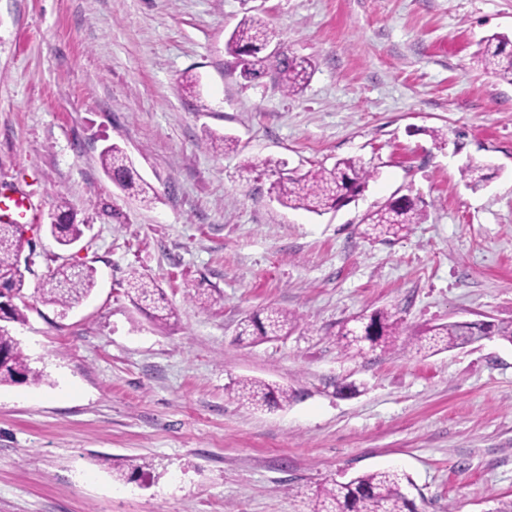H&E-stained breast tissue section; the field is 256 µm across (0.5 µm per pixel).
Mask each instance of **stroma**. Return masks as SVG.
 I'll return each instance as SVG.
<instances>
[{"label": "stroma", "mask_w": 512, "mask_h": 512, "mask_svg": "<svg viewBox=\"0 0 512 512\" xmlns=\"http://www.w3.org/2000/svg\"><path fill=\"white\" fill-rule=\"evenodd\" d=\"M247 15L313 61L302 92L241 77L224 41ZM496 32L512 35V0H0V184L34 204L26 320L10 330L43 375L0 386V512H309L319 484L386 469L411 478L419 512L511 501L512 343L424 356L337 342L378 308L410 333L512 322V84L474 59ZM112 143L153 205L104 174ZM249 157L300 173L356 157L374 177L316 215L248 179ZM394 195L420 200L422 223L366 236L364 214ZM62 204L85 227L68 248L47 230ZM63 263L96 277L65 313L36 295ZM134 270L175 318L135 307ZM267 307L296 328L240 336ZM241 378L293 397L242 407Z\"/></svg>", "instance_id": "stroma-1"}]
</instances>
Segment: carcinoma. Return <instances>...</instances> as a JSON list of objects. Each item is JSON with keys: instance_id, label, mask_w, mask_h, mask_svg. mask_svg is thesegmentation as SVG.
Returning a JSON list of instances; mask_svg holds the SVG:
<instances>
[{"instance_id": "1", "label": "carcinoma", "mask_w": 512, "mask_h": 512, "mask_svg": "<svg viewBox=\"0 0 512 512\" xmlns=\"http://www.w3.org/2000/svg\"><path fill=\"white\" fill-rule=\"evenodd\" d=\"M277 40L275 29L246 16L230 32L224 49L235 64L245 67L243 75L258 78L270 73L285 94L296 95L309 82L313 64L310 59L286 50L276 56L268 53ZM477 57L484 69L512 84V40L508 36L495 33L486 38ZM100 161L104 172L125 195L144 206L154 202V188L139 176L123 148L116 144L105 147ZM243 170L259 177L276 176L270 192L282 206L317 215L346 205L373 178V171L357 158L340 159L331 168L320 166L303 174L285 170L281 161L253 158L243 164ZM461 175L473 190L482 188L487 180L482 168L472 164L464 166ZM423 216L418 203L400 196L368 212L362 223L378 237H397L405 234L411 225L422 223ZM84 228L85 225L74 223L73 217L63 211L49 225V232L59 246L68 247L81 240ZM19 235L20 225L0 224V312L6 321L14 323L25 321L24 311L18 305L25 299L24 273L17 247ZM94 285L93 268L61 265L50 273L39 298L66 311L87 297ZM127 294L137 305L153 309L155 320L164 322L174 316L172 309L160 305L162 292L158 285L135 270L129 274ZM296 323L297 317L291 313L265 308L241 322L239 335L273 340L288 335ZM494 335L512 343V323L496 326L484 321H454L406 337L402 324L391 311L378 309L366 316L360 331L349 328L341 333L339 344L346 351L358 347L360 341H367L387 349L397 345L402 350L410 347L419 354H433L462 348ZM28 379L38 382L41 374L29 366L20 343L9 329L0 325V385ZM231 393L240 404L254 410L279 407L291 398L288 389L255 378L236 381ZM407 480L408 477L396 470H383L364 473L347 482L327 481L311 498L310 512H416L414 500L403 491Z\"/></svg>"}]
</instances>
